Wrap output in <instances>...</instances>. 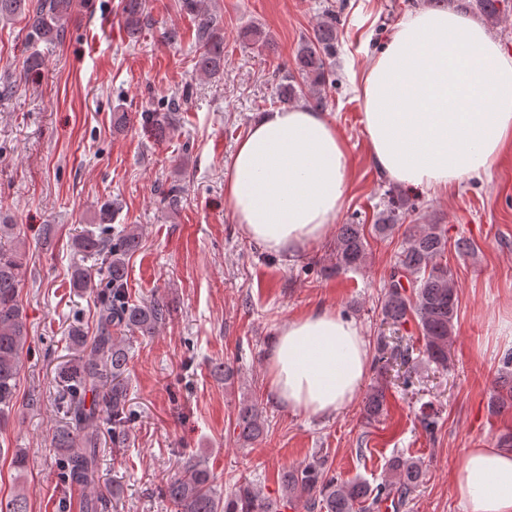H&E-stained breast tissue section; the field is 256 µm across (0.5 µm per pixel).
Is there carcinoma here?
Returning a JSON list of instances; mask_svg holds the SVG:
<instances>
[{
	"mask_svg": "<svg viewBox=\"0 0 512 512\" xmlns=\"http://www.w3.org/2000/svg\"><path fill=\"white\" fill-rule=\"evenodd\" d=\"M74 0H0V19L16 16L26 21L32 52L23 67L30 70L41 63L36 47L64 37L65 21L74 10ZM182 7L199 15L195 37L194 70L216 79L224 75V34L210 15L199 13L198 0H182ZM467 13L479 11L498 23L512 12V0H459ZM121 14L127 32L135 35L148 21L146 0H121ZM336 55V15L328 14L297 52L296 70L301 80L285 75L279 82V101L288 104L301 96H310L315 107L325 108L321 88L328 77V60ZM180 102L171 99L166 112L144 111L142 124L154 137L163 139L173 130L171 113ZM415 203L409 196H390L379 222L372 229L383 236L402 224ZM139 244V233L129 229L105 238L87 233L76 241L78 251L97 256L106 271L108 291L94 287L91 275L77 266L71 273L74 290L94 296L98 316L95 334L88 336L81 326L72 327L69 339L76 351L74 363L54 398L65 425L52 435L57 448L61 477L75 485L94 482L100 454V432L107 429L112 447L123 448L129 440L134 421L129 409L127 374L131 362L125 332L151 336L169 315L167 306L154 300L137 305L129 300L126 288V259ZM368 241L365 225L342 224L336 237V271L357 270L366 263ZM448 249L446 231L438 224H424L405 236L401 251L384 282L381 307L383 322L401 327L413 320L425 342L427 357L437 366L448 367V346L458 308L456 283L441 259ZM27 273L23 255L0 243V425L16 405L21 354L28 342V328L20 299ZM375 361L378 371L387 369L393 358L408 362L413 351L395 344L388 336L376 338ZM502 388L496 401L500 408L512 407V352L503 360ZM95 394L98 400H88ZM381 392H372L365 401L366 418L374 419L383 411ZM262 410L253 402L241 404L235 428L245 442H254L264 434ZM11 454L17 479L24 478L26 458L23 449L0 448V456ZM422 463L395 456L389 460L385 479L373 485L363 480L338 483L330 474L328 460L314 456L308 462L280 476L282 497L272 499L251 482H239L230 490L217 489L216 477L208 465L194 458L183 463L173 478L161 487L162 496L175 512H282L299 506L302 512H379L383 503L392 512H401L412 492L422 482ZM0 512H29L24 492L0 497Z\"/></svg>",
	"mask_w": 512,
	"mask_h": 512,
	"instance_id": "1",
	"label": "carcinoma"
}]
</instances>
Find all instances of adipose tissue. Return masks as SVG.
I'll list each match as a JSON object with an SVG mask.
<instances>
[{
  "mask_svg": "<svg viewBox=\"0 0 512 512\" xmlns=\"http://www.w3.org/2000/svg\"><path fill=\"white\" fill-rule=\"evenodd\" d=\"M371 158L415 192L491 177L512 146V57L477 21L445 5L409 14L361 74ZM350 154L327 113L279 107L253 122L224 172V201L268 252L304 253L327 238L349 191ZM269 388L289 411L332 415L364 383L361 327L325 306L281 326L269 348ZM454 492L465 512H512V453L467 449Z\"/></svg>",
  "mask_w": 512,
  "mask_h": 512,
  "instance_id": "ef3b65f1",
  "label": "adipose tissue"
}]
</instances>
